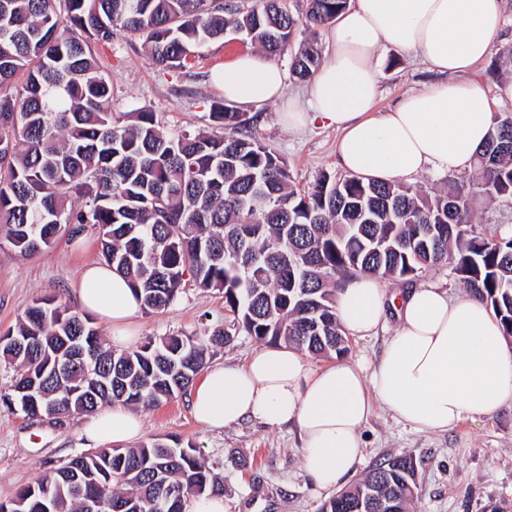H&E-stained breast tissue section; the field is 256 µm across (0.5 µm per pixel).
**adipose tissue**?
Segmentation results:
<instances>
[{
    "mask_svg": "<svg viewBox=\"0 0 512 512\" xmlns=\"http://www.w3.org/2000/svg\"><path fill=\"white\" fill-rule=\"evenodd\" d=\"M504 11L505 0H353L327 31V59L304 100L283 109V123L336 128L338 166L366 182L469 171L494 124L493 102H512V82L489 94L469 78L490 55ZM385 46L420 60L439 80L379 112L374 59ZM212 79L225 101L241 107L285 96V72L264 53L239 54ZM76 293L85 312L111 322L113 346L134 341L132 321L142 306L121 274L92 263ZM336 312L346 335L357 338L372 336L395 314L394 333L372 370L349 361L315 368L295 348H263L244 365L202 371L188 397L194 420L212 430L247 420L295 425L301 467L320 496L362 463L373 401L410 429L435 433L493 415L512 400V348L492 309L472 295L453 297L435 286L390 293L381 279L354 275L336 290ZM142 431L140 414L117 405L102 409L82 435L106 449Z\"/></svg>",
    "mask_w": 512,
    "mask_h": 512,
    "instance_id": "ef3b65f1",
    "label": "adipose tissue"
}]
</instances>
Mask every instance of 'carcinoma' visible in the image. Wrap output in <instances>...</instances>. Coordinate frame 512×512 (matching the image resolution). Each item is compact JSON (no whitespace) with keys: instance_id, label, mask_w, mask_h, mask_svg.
Listing matches in <instances>:
<instances>
[{"instance_id":"1","label":"carcinoma","mask_w":512,"mask_h":512,"mask_svg":"<svg viewBox=\"0 0 512 512\" xmlns=\"http://www.w3.org/2000/svg\"><path fill=\"white\" fill-rule=\"evenodd\" d=\"M347 5L307 0L300 19L281 0H257L230 17L211 0H0V240L28 257L67 226L90 224L104 262L142 309L169 307L187 276L224 293L230 317L213 331L216 344L243 333L338 356L346 340L337 278L411 283L442 263L512 336V237L475 222L477 199L512 203L511 112L496 116L474 174L443 195L329 174L300 191L287 161L231 105L213 103L219 131L210 135H171L149 111L114 115L92 48L124 31L143 40L154 65L186 68L231 29L279 56L299 28L332 23ZM319 67L310 40L291 72L308 80ZM375 238L394 248L371 251ZM0 356L17 367L0 402L30 418L50 408L72 416L105 404L158 407L204 368V347L189 336L120 351L93 319L51 297L34 300L0 336ZM415 477L412 459L389 458L321 512H378L370 502L380 500L408 512ZM207 492L224 493V466L191 444L154 438L82 453L0 500V512H84L90 498L105 512H184L188 498Z\"/></svg>"}]
</instances>
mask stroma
Returning <instances> with one entry per match:
<instances>
[{"label": "stroma", "instance_id": "35a3bbf8", "mask_svg": "<svg viewBox=\"0 0 512 512\" xmlns=\"http://www.w3.org/2000/svg\"><path fill=\"white\" fill-rule=\"evenodd\" d=\"M241 41L225 37L204 48L185 69H162L149 60L141 40L116 33L110 44L97 45L96 57L112 87L114 112H155L169 133L211 130L213 102L223 92L209 80L213 68L247 51ZM512 0H506L505 26L490 57L474 74L485 85L512 81ZM382 94L379 110L394 106L407 92L421 89L434 76L419 62L387 47L377 59ZM282 105L249 107L251 130L288 163L294 185L311 187L325 173L341 175L334 153L337 133L318 125L294 132L281 121ZM94 230L65 232L53 245L29 258L0 248V331L15 327L36 298L53 295L72 310L80 305L75 292L84 262L101 260ZM226 312L221 292L197 288L185 279L174 303L165 310L140 312L135 320L139 340L170 334L187 335L206 345L207 364L244 363L259 341L240 335L224 346L208 342L223 326ZM142 440L180 439L200 448L203 458L224 466L225 512H320L301 470V443L293 427L265 428L242 422L216 432L196 424L185 396L143 413ZM89 417L76 415L62 423L29 418L0 404V499L34 482L48 469L85 453L80 429ZM365 474L384 459L408 455L416 469L417 489L411 512H512V401L487 418L467 421L444 433L420 434L399 424L383 408H375L363 430Z\"/></svg>", "mask_w": 512, "mask_h": 512}]
</instances>
